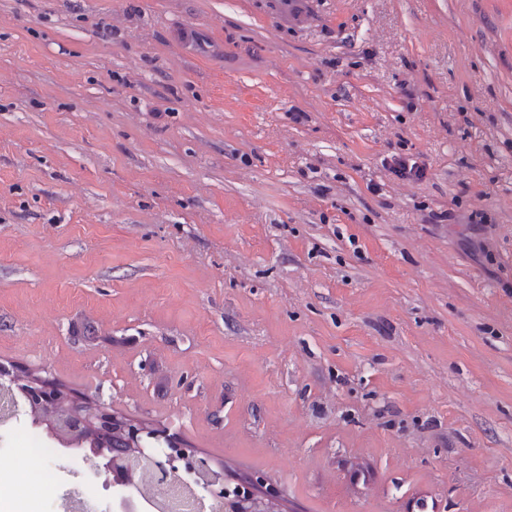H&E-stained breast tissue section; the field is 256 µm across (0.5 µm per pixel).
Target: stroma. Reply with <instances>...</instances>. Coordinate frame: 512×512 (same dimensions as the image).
<instances>
[{
  "label": "stroma",
  "mask_w": 512,
  "mask_h": 512,
  "mask_svg": "<svg viewBox=\"0 0 512 512\" xmlns=\"http://www.w3.org/2000/svg\"><path fill=\"white\" fill-rule=\"evenodd\" d=\"M0 363L282 512H512V0H0Z\"/></svg>",
  "instance_id": "1"
}]
</instances>
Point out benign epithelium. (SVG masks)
<instances>
[{
	"mask_svg": "<svg viewBox=\"0 0 512 512\" xmlns=\"http://www.w3.org/2000/svg\"><path fill=\"white\" fill-rule=\"evenodd\" d=\"M44 431L65 454L91 455L99 460L96 476L114 493L118 512L139 508V472L143 465L158 477L181 468L199 472L206 480V497L219 503L220 512H280L279 494L258 493L251 483L229 487L224 472L212 468L196 449L164 426L134 422L90 397H77L53 381L29 369L0 365V417L19 411ZM118 438L126 452L114 454L110 441Z\"/></svg>",
	"mask_w": 512,
	"mask_h": 512,
	"instance_id": "benign-epithelium-1",
	"label": "benign epithelium"
}]
</instances>
